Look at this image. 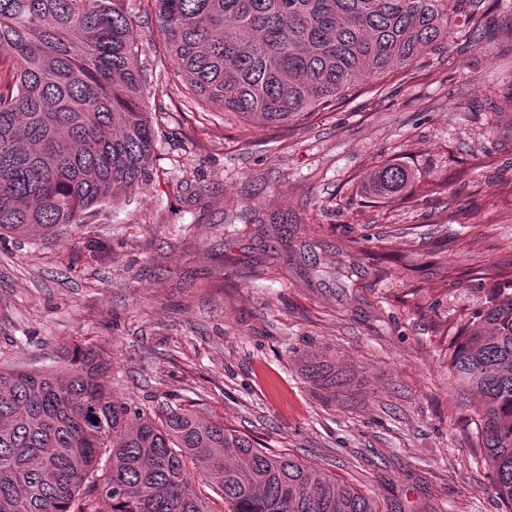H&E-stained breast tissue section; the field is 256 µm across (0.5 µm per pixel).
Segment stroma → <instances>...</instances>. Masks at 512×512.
Instances as JSON below:
<instances>
[{
    "label": "stroma",
    "mask_w": 512,
    "mask_h": 512,
    "mask_svg": "<svg viewBox=\"0 0 512 512\" xmlns=\"http://www.w3.org/2000/svg\"><path fill=\"white\" fill-rule=\"evenodd\" d=\"M128 6L158 119L151 177L68 237L0 244V368L58 371L90 349L142 407L197 404L380 512H506L481 397L449 357L494 292L512 295V0H484L483 37L456 25L442 51L268 128L196 111L153 50V8ZM389 159L421 187L371 202L364 177Z\"/></svg>",
    "instance_id": "stroma-1"
}]
</instances>
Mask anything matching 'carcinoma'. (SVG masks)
<instances>
[{
    "label": "carcinoma",
    "instance_id": "carcinoma-1",
    "mask_svg": "<svg viewBox=\"0 0 512 512\" xmlns=\"http://www.w3.org/2000/svg\"><path fill=\"white\" fill-rule=\"evenodd\" d=\"M125 0H0V237L61 239L150 178L156 122ZM163 58L203 108L283 124L362 78L481 31V0H150ZM382 162L365 191H412ZM478 389L496 494L512 505V296L450 357ZM92 353L67 372L0 370V512H379L325 472L255 445L189 404L146 410ZM211 483L227 508L192 485Z\"/></svg>",
    "mask_w": 512,
    "mask_h": 512
}]
</instances>
